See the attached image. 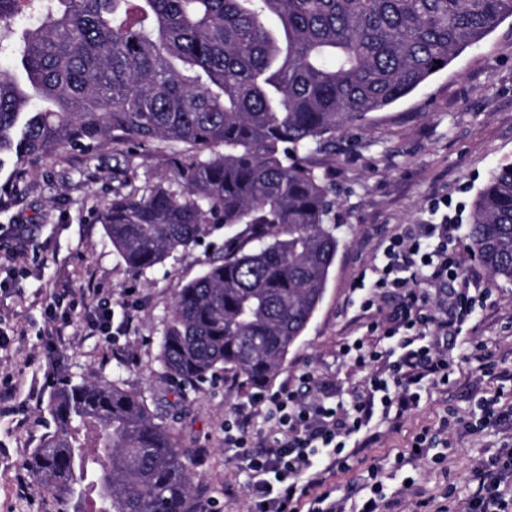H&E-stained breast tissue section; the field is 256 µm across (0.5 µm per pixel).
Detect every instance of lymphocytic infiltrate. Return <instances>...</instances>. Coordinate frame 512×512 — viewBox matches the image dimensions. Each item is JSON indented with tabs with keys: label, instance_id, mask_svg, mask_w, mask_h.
<instances>
[{
	"label": "lymphocytic infiltrate",
	"instance_id": "f902f5d3",
	"mask_svg": "<svg viewBox=\"0 0 512 512\" xmlns=\"http://www.w3.org/2000/svg\"><path fill=\"white\" fill-rule=\"evenodd\" d=\"M453 227L447 223L420 224L390 238L381 265L371 280L355 284L362 293L360 310L370 314L380 294L397 293L393 315L372 319L376 343L356 340L347 346L354 366L363 368L384 360L388 371L366 377L363 392L344 404L335 393L307 398L305 391L282 387L255 392L254 409L265 410L269 427L261 446L249 435L252 411L240 412L226 422L224 442L236 451L249 478L256 512H342L327 485L328 474L348 470L344 453L356 436L372 440L371 424L377 419L402 418L417 408L424 386L447 390L451 383L448 359L433 350V343L460 334L486 295L480 281L453 290L445 304H431L424 288L447 284L459 277ZM61 312L52 314L47 334L50 343L63 341L73 325L76 309H83L88 327L112 325L108 298L97 294L70 299L60 290ZM476 494L465 512H512V499L504 486H512V448L476 469Z\"/></svg>",
	"mask_w": 512,
	"mask_h": 512
}]
</instances>
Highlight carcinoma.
<instances>
[{
    "mask_svg": "<svg viewBox=\"0 0 512 512\" xmlns=\"http://www.w3.org/2000/svg\"><path fill=\"white\" fill-rule=\"evenodd\" d=\"M512 17V0H0V167L67 147L184 144L174 174L98 214L144 271L222 227V255L174 296L159 343L182 393L283 370L340 246L308 157L410 95ZM24 19L22 30L17 21ZM471 251L512 283V161L477 192ZM28 459L61 512H206L141 392L62 377Z\"/></svg>",
    "mask_w": 512,
    "mask_h": 512,
    "instance_id": "obj_1",
    "label": "carcinoma"
}]
</instances>
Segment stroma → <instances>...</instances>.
Here are the masks:
<instances>
[{
  "mask_svg": "<svg viewBox=\"0 0 512 512\" xmlns=\"http://www.w3.org/2000/svg\"><path fill=\"white\" fill-rule=\"evenodd\" d=\"M166 143L113 144L92 153L66 148L43 158L23 182L0 169V186L15 187L0 210V512H54L56 504L26 466L32 448L54 425L46 411L48 377L58 370L90 380L120 378L144 393L188 456L203 500L218 512H251L248 479L224 445V424L248 403L249 389L222 374L200 392L180 396L158 361L159 341L174 293L217 259L224 230L177 252L143 273L129 270L108 241L97 214L120 187L115 173L136 169L137 185L169 174ZM512 160V18L448 67L390 108L370 114L363 127L336 133L311 154L316 172L334 188V213L345 242L332 268L325 298L291 348L273 388L298 386L303 373L351 400L372 363L353 366L343 347L366 335L351 301L353 284L381 264L388 240L407 224L458 228L461 273L476 269L467 216L492 170ZM29 225L16 238L12 225ZM75 295L112 292V339L72 336L50 345L45 308L53 287ZM488 296L475 312L471 337L500 367L512 366V285L486 281ZM455 382L448 393L430 388L398 429L377 425L376 442L357 449L351 468L329 477L334 499L354 512L381 492L401 498L399 512H420L421 500L449 496L463 506L477 489L473 472L496 453L503 431L481 425L484 404L512 398V378L481 377L479 363L450 347ZM442 428L435 447L402 467L424 427Z\"/></svg>",
  "mask_w": 512,
  "mask_h": 512,
  "instance_id": "35a3bbf8",
  "label": "stroma"
}]
</instances>
